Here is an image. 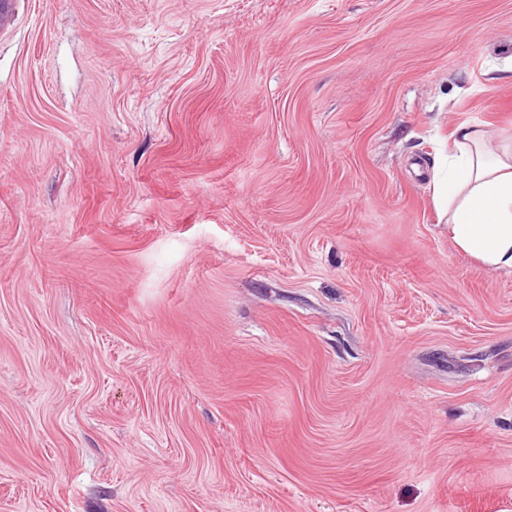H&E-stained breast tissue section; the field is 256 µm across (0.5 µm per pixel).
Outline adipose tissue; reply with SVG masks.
Here are the masks:
<instances>
[{"mask_svg": "<svg viewBox=\"0 0 512 512\" xmlns=\"http://www.w3.org/2000/svg\"><path fill=\"white\" fill-rule=\"evenodd\" d=\"M487 130L459 125L448 172L435 193L448 211L456 249L483 266L512 274V137L490 146Z\"/></svg>", "mask_w": 512, "mask_h": 512, "instance_id": "1", "label": "adipose tissue"}]
</instances>
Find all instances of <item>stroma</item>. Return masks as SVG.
<instances>
[{"label":"stroma","instance_id":"1","mask_svg":"<svg viewBox=\"0 0 512 512\" xmlns=\"http://www.w3.org/2000/svg\"><path fill=\"white\" fill-rule=\"evenodd\" d=\"M0 512H512V275L448 238L512 0H13Z\"/></svg>","mask_w":512,"mask_h":512}]
</instances>
